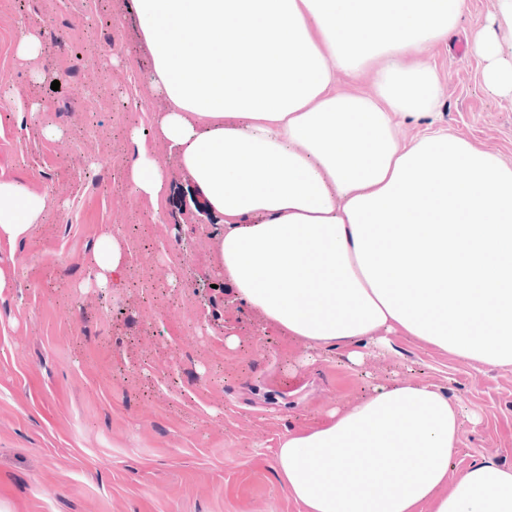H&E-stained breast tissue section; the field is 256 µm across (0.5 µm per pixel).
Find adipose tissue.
<instances>
[{
	"label": "adipose tissue",
	"mask_w": 512,
	"mask_h": 512,
	"mask_svg": "<svg viewBox=\"0 0 512 512\" xmlns=\"http://www.w3.org/2000/svg\"><path fill=\"white\" fill-rule=\"evenodd\" d=\"M163 104L156 134L223 224L216 259L236 300L304 343V363L362 364L397 336L512 367V163L453 133L408 145L398 117L432 111L433 69L466 0H132ZM512 0L473 44L485 84L512 95ZM377 74L341 91L337 71ZM133 192L165 174L132 133ZM44 197L0 180V244L27 239ZM120 227L95 250L99 284L126 271ZM461 414L445 389L398 380L288 430L276 470L301 512H512V468L448 473Z\"/></svg>",
	"instance_id": "obj_1"
}]
</instances>
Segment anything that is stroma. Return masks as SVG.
<instances>
[{
	"mask_svg": "<svg viewBox=\"0 0 512 512\" xmlns=\"http://www.w3.org/2000/svg\"><path fill=\"white\" fill-rule=\"evenodd\" d=\"M126 2L0 0V180L47 199L28 239L0 248V512H300L277 474L281 438L395 378L438 384L480 416L450 476L484 455L512 467V367L480 373L407 336L359 366L336 351L308 366L302 342L230 299L222 227L155 133L161 104L141 93L151 59ZM495 12L467 0L447 41L416 56L441 97L400 118L401 144L442 128L512 161V97L469 49ZM25 32L36 59L18 53ZM135 129L166 175L156 205L128 186ZM113 225L127 270L102 288L93 252Z\"/></svg>",
	"mask_w": 512,
	"mask_h": 512,
	"instance_id": "35a3bbf8",
	"label": "stroma"
}]
</instances>
